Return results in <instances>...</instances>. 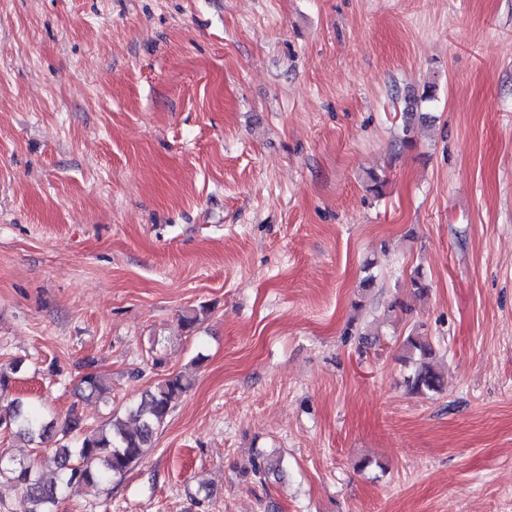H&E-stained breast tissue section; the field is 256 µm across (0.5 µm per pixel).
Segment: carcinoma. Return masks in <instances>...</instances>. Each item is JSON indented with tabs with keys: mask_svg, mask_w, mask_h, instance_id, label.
I'll return each mask as SVG.
<instances>
[{
	"mask_svg": "<svg viewBox=\"0 0 512 512\" xmlns=\"http://www.w3.org/2000/svg\"><path fill=\"white\" fill-rule=\"evenodd\" d=\"M431 121L425 112L408 111L404 114L402 144L412 145L411 133L416 123ZM377 262L366 261L365 276L359 282L361 294H368L376 285L373 269ZM410 292L424 298L431 291L425 275L415 272L407 284ZM209 308L201 305L189 309L179 317L187 330L196 327ZM402 360L408 366L404 386L408 394L432 396L441 392L444 374L436 362V350L428 337L410 332L402 343ZM95 361L88 362L90 371L82 378V391L89 397L106 398L110 386L103 374L94 369ZM194 379L186 372L169 373L147 390L138 404L124 414H114L107 422L95 427L84 426L83 419L74 410L65 418L61 429L55 419H47L43 408L15 401L0 406V431L42 444L60 433L58 447L52 462L58 478L46 481L33 460L0 454V478L8 479L22 489V512H54L61 494L74 485L97 489L121 478L135 468L153 447L158 429L175 410L178 401L193 387ZM274 471L264 452L259 451L250 466L241 470V476L264 480Z\"/></svg>",
	"mask_w": 512,
	"mask_h": 512,
	"instance_id": "cac0c4a2",
	"label": "carcinoma"
}]
</instances>
